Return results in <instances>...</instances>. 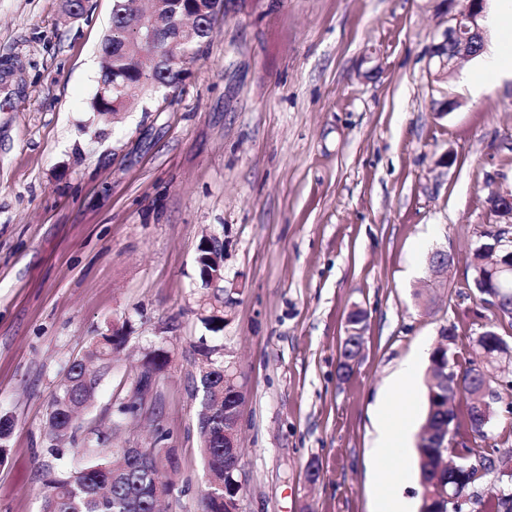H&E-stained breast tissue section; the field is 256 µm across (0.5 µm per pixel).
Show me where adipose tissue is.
I'll return each mask as SVG.
<instances>
[{
	"mask_svg": "<svg viewBox=\"0 0 512 512\" xmlns=\"http://www.w3.org/2000/svg\"><path fill=\"white\" fill-rule=\"evenodd\" d=\"M418 358H411L395 375L386 395L384 407L375 427L376 452L392 449L408 452L413 412L409 400Z\"/></svg>",
	"mask_w": 512,
	"mask_h": 512,
	"instance_id": "obj_1",
	"label": "adipose tissue"
}]
</instances>
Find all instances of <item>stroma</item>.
Segmentation results:
<instances>
[{
	"instance_id": "stroma-1",
	"label": "stroma",
	"mask_w": 512,
	"mask_h": 512,
	"mask_svg": "<svg viewBox=\"0 0 512 512\" xmlns=\"http://www.w3.org/2000/svg\"><path fill=\"white\" fill-rule=\"evenodd\" d=\"M0 0V512H41L42 478L82 465L88 433L115 448L173 449L167 512H199L207 472L197 390L203 347L223 348L243 386L239 512H375L378 471L417 456L373 450L395 372L456 328L454 353L493 312L469 262L486 199L512 190V79L473 91L481 60L432 76L429 48L450 0H229L169 95L94 111L112 0ZM453 100L448 114L441 101ZM451 155V165L440 164ZM224 238L235 291L224 308L196 268ZM454 262L431 281L430 255ZM364 345L338 376L345 318ZM122 327L126 348L52 455L49 404L90 340ZM167 366L137 414L117 421L147 354ZM317 462V480L308 465Z\"/></svg>"
}]
</instances>
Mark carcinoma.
<instances>
[{"label":"carcinoma","mask_w":512,"mask_h":512,"mask_svg":"<svg viewBox=\"0 0 512 512\" xmlns=\"http://www.w3.org/2000/svg\"><path fill=\"white\" fill-rule=\"evenodd\" d=\"M128 0H113L112 27L101 47V75L93 98L92 107L98 112H118L128 101L149 92H159L177 84L183 74V64L198 58L202 45L207 42L212 15H203L194 35L185 40L178 39L176 20L181 7L176 0H157V15L167 23L164 34L168 50L158 56L152 64L142 65L136 60V46L128 41L126 16ZM125 341L121 330L102 333L88 345L85 358L95 361L106 375L112 363V355ZM498 337L483 336L473 342V353L466 366L460 370L463 388L451 394V400L464 403L462 415L443 400L441 390L427 382L428 411L425 423L434 426L446 421L461 420L466 430L480 438L485 434L478 426L480 420L479 392L481 384L472 378L474 365L479 355L485 356L496 350ZM205 358L200 374L209 386L224 387V366L212 360V349L201 350ZM169 360L166 351L154 350L146 356L142 373H161ZM96 389H85L82 362L69 369L68 382L63 384L51 403L46 438L59 439L77 430L70 417H79L92 401ZM198 429L202 453L208 473V491L200 498V512H229L224 500L237 498L235 487L224 474V407L213 408L211 414H198ZM463 450L480 453L487 461V472L512 465V451L498 448H474L469 441L462 440ZM86 464L71 469L46 481L42 512H153L157 480L162 472H176L178 461L173 450L147 448L132 456L124 448L106 446L100 436L85 437L82 447ZM420 460L421 493L430 500L427 512H448V504L436 499L437 487H446L461 481L473 488L480 487L485 478H474L462 473L456 475L439 469L443 451L431 443L417 444ZM478 512H512V486L507 484L503 492L486 500L475 497Z\"/></svg>","instance_id":"cac0c4a2"}]
</instances>
